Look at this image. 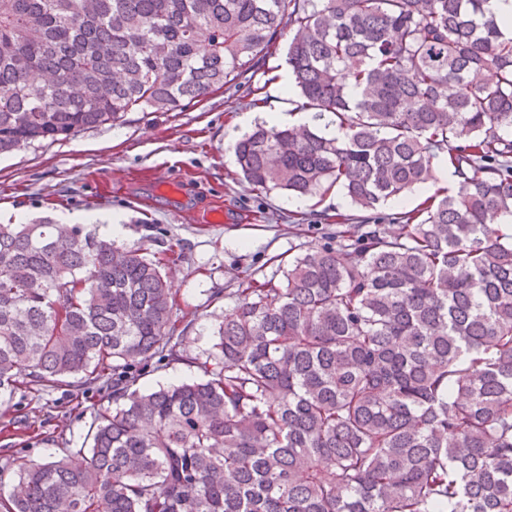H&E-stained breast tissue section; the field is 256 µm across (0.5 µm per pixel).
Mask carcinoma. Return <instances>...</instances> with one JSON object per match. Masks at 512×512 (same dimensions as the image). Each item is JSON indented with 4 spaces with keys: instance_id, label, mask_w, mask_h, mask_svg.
<instances>
[{
    "instance_id": "carcinoma-1",
    "label": "carcinoma",
    "mask_w": 512,
    "mask_h": 512,
    "mask_svg": "<svg viewBox=\"0 0 512 512\" xmlns=\"http://www.w3.org/2000/svg\"><path fill=\"white\" fill-rule=\"evenodd\" d=\"M489 2L0 0V154L200 102L290 29L315 123L229 150L261 191L357 211L324 214L336 244L282 282L240 279L203 378L155 390L132 372L186 360L182 253L0 224V406L19 375L115 403L81 446L7 462L0 512H512V236L491 224L512 213V38ZM439 162L454 189L378 212Z\"/></svg>"
}]
</instances>
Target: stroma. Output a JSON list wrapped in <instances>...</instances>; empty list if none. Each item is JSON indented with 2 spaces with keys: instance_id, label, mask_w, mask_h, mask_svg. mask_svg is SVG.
Returning a JSON list of instances; mask_svg holds the SVG:
<instances>
[{
  "instance_id": "obj_1",
  "label": "stroma",
  "mask_w": 512,
  "mask_h": 512,
  "mask_svg": "<svg viewBox=\"0 0 512 512\" xmlns=\"http://www.w3.org/2000/svg\"><path fill=\"white\" fill-rule=\"evenodd\" d=\"M285 49L236 87L170 112H131L123 124L92 128L59 141H43L0 156V222L17 212L42 217L97 215L104 233L119 216L127 244L161 254L180 244L183 259L171 286L183 312L197 321L182 343L191 363L152 361L137 385L155 388L200 377L211 329L233 304L238 277L282 281L275 259L323 246L332 225L323 211L333 203L303 198L289 208L288 195L264 193L241 182L228 146L244 131L242 116L254 96L264 109L280 99L287 69ZM168 186H159L157 176ZM112 392L61 387L49 392L18 388L9 402L8 431L0 432V466L6 458L40 463L60 449L81 445L96 412L111 407Z\"/></svg>"
}]
</instances>
